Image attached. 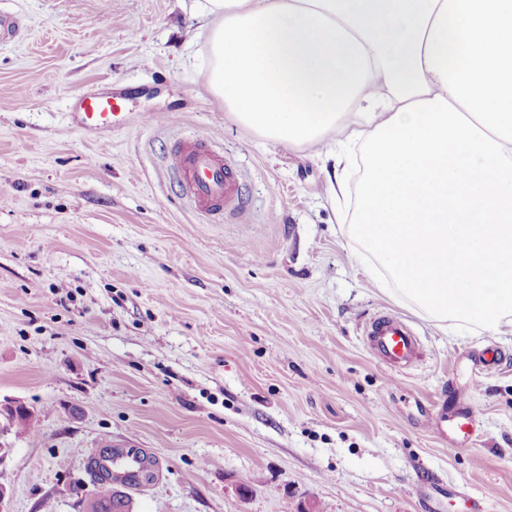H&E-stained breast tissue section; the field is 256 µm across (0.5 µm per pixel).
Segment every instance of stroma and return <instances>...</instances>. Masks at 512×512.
<instances>
[{"instance_id":"1","label":"stroma","mask_w":512,"mask_h":512,"mask_svg":"<svg viewBox=\"0 0 512 512\" xmlns=\"http://www.w3.org/2000/svg\"><path fill=\"white\" fill-rule=\"evenodd\" d=\"M0 12L17 22L0 41V401L38 414L37 435H0L7 512H83L107 448L159 460L133 512H512V336L440 330L378 289L331 159L209 93L187 0ZM90 93L117 97L112 132L80 124ZM187 137L235 167L221 221L167 166ZM384 313L420 343L394 381L364 336ZM463 410L470 444L426 427Z\"/></svg>"}]
</instances>
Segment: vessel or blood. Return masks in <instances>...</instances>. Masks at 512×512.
I'll return each instance as SVG.
<instances>
[{"instance_id":"vessel-or-blood-1","label":"vessel or blood","mask_w":512,"mask_h":512,"mask_svg":"<svg viewBox=\"0 0 512 512\" xmlns=\"http://www.w3.org/2000/svg\"><path fill=\"white\" fill-rule=\"evenodd\" d=\"M81 107L84 122L101 133L112 130L114 114L111 99L88 96L83 99ZM168 161L170 167L182 175L187 194L206 217L220 218L225 206L235 201L234 169L211 143L194 138L183 139L171 149ZM365 336L369 349L390 373L396 374L408 368L418 357V338L400 317L385 315L373 318L366 327Z\"/></svg>"}]
</instances>
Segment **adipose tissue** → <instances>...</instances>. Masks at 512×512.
<instances>
[{
    "label": "adipose tissue",
    "instance_id": "adipose-tissue-1",
    "mask_svg": "<svg viewBox=\"0 0 512 512\" xmlns=\"http://www.w3.org/2000/svg\"><path fill=\"white\" fill-rule=\"evenodd\" d=\"M208 88L274 143L361 146L350 236L391 296L512 334V0H192Z\"/></svg>",
    "mask_w": 512,
    "mask_h": 512
}]
</instances>
